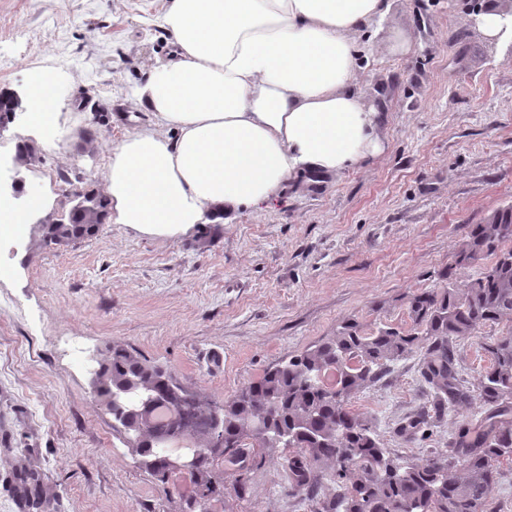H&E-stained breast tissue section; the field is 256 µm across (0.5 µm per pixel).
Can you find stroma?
<instances>
[{
	"label": "stroma",
	"instance_id": "1",
	"mask_svg": "<svg viewBox=\"0 0 512 512\" xmlns=\"http://www.w3.org/2000/svg\"><path fill=\"white\" fill-rule=\"evenodd\" d=\"M485 0H392L371 27L375 51L358 88L381 114L383 150L335 175H301L293 190L227 224L174 237L103 224L93 238L46 243L38 225L0 239V512H16L7 460L30 457L51 491L47 512H173L96 404L88 374L59 351L118 341L157 361L186 388L223 402L273 364L353 320L367 331L409 328L405 298L448 285L470 225L512 201V43L495 45L473 17ZM164 0H0V89L32 71L67 74L54 147L22 170L69 207V188L99 190L113 148L152 115L133 92L169 58ZM411 49H387L393 33ZM91 152H83L84 131ZM71 174L70 182L59 173ZM460 342L461 374L488 363L482 338ZM423 351L398 361L353 405L385 448L418 458L444 448L478 404L449 412L423 440L400 428L429 406ZM235 512H309L283 487L281 459L255 471Z\"/></svg>",
	"mask_w": 512,
	"mask_h": 512
}]
</instances>
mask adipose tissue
<instances>
[{
  "mask_svg": "<svg viewBox=\"0 0 512 512\" xmlns=\"http://www.w3.org/2000/svg\"><path fill=\"white\" fill-rule=\"evenodd\" d=\"M389 9V0H167L173 58L135 92L153 124L112 150L109 223L184 234L266 204L295 176L335 174L379 154V114L356 88L355 38ZM475 25L489 42L512 40V7L487 0ZM66 79L32 72L22 96L27 140L50 146ZM26 199L25 210L0 211V238L56 202L47 187Z\"/></svg>",
  "mask_w": 512,
  "mask_h": 512,
  "instance_id": "1",
  "label": "adipose tissue"
}]
</instances>
